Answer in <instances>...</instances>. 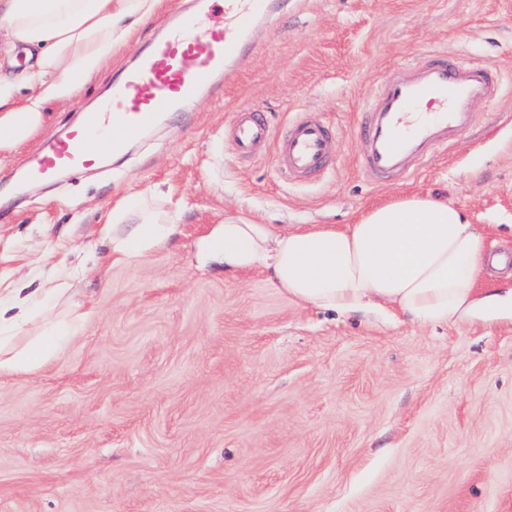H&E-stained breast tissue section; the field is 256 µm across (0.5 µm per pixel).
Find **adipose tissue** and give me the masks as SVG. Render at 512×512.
<instances>
[{"label": "adipose tissue", "mask_w": 512, "mask_h": 512, "mask_svg": "<svg viewBox=\"0 0 512 512\" xmlns=\"http://www.w3.org/2000/svg\"><path fill=\"white\" fill-rule=\"evenodd\" d=\"M156 0H0V54L25 48L35 60L13 79L0 77V153L24 146L44 122L48 104H66L90 83ZM28 95H20V87ZM140 201L131 195L112 211L103 231L112 254L126 262L149 254L174 231L167 213L125 219ZM203 251L236 275L268 270L295 301L340 314L396 310L421 323L466 318L482 304H502L477 285L488 259L483 231L465 211L430 196L412 195L368 210L352 224H313L277 233L267 224L225 219ZM66 283L0 298V380L32 372L79 335L89 313L70 307L60 319L49 300Z\"/></svg>", "instance_id": "obj_1"}]
</instances>
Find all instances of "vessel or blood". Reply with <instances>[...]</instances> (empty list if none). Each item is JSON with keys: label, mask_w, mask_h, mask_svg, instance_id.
<instances>
[{"label": "vessel or blood", "mask_w": 512, "mask_h": 512, "mask_svg": "<svg viewBox=\"0 0 512 512\" xmlns=\"http://www.w3.org/2000/svg\"><path fill=\"white\" fill-rule=\"evenodd\" d=\"M277 7V0H198L196 11L183 15L153 42L96 111L86 113L65 139L28 158L25 177L47 180L60 172L92 168L104 156L125 155L134 141L167 115L181 111L211 88L214 78L250 45L253 28L272 18ZM217 12L223 14V24L204 23L205 15ZM492 70L487 63L457 65L440 54L414 66L411 74L386 81L378 107L365 114L359 127L370 172L378 176L403 172L424 161L428 147L448 144L470 130L474 104L498 95V86L488 80ZM425 100L430 101L431 111H416V104ZM232 128L235 150L242 156H257L273 138L270 125L249 111L234 112ZM330 137L319 120L295 122L279 145L285 174L293 178L322 171ZM92 141L98 145L94 153L87 149Z\"/></svg>", "instance_id": "obj_1"}]
</instances>
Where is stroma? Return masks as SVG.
I'll list each match as a JSON object with an SVG mask.
<instances>
[{
  "mask_svg": "<svg viewBox=\"0 0 512 512\" xmlns=\"http://www.w3.org/2000/svg\"><path fill=\"white\" fill-rule=\"evenodd\" d=\"M233 78L117 167L19 186L189 0H158L96 79L0 160V290L72 286L89 317L57 359L0 382V512H512V306L422 325L294 301L265 270L225 273L198 244L228 217L339 227L413 194L448 200L512 254V0H284ZM482 60L500 96L412 175L373 181L357 127L428 50ZM274 137L311 113L334 165L293 182L272 148L237 157L234 110ZM174 233L133 264L102 228L125 196Z\"/></svg>",
  "mask_w": 512,
  "mask_h": 512,
  "instance_id": "obj_1",
  "label": "stroma"
}]
</instances>
